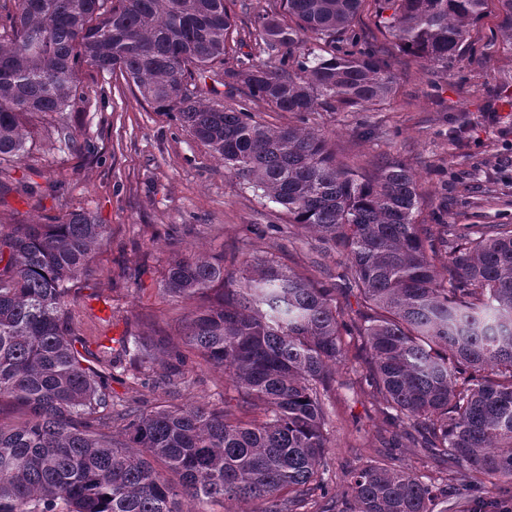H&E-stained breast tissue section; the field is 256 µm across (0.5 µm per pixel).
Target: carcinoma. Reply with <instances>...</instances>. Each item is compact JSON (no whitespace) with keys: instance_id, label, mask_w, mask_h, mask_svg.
Segmentation results:
<instances>
[{"instance_id":"1","label":"carcinoma","mask_w":512,"mask_h":512,"mask_svg":"<svg viewBox=\"0 0 512 512\" xmlns=\"http://www.w3.org/2000/svg\"><path fill=\"white\" fill-rule=\"evenodd\" d=\"M361 0H281L296 27L260 19L272 64L226 73L249 98L281 112L384 102L389 63L336 47ZM383 28L400 48L448 67L489 0H381ZM512 39V0H498ZM226 0H17L0 5V173L24 157L34 115L81 108L80 72H120L224 166L339 248L346 272L320 285L272 259L177 255L164 290L200 301L188 345L221 367L233 395L144 411L112 396L114 372L138 381L153 346L122 336L86 348L68 316L71 285L108 234L90 212L55 224L0 228V512H183L182 499L250 500L258 512H512V224L416 223L414 175L391 162L365 175L325 138L298 125L273 129L245 109L203 104L189 81L231 49ZM311 35L328 46L295 54ZM356 292L352 322L336 291ZM363 339L365 378L388 420L449 458L446 476L390 457L356 466L328 495L324 397L336 390L343 336ZM169 355L165 380L184 376ZM500 483L498 495L467 493Z\"/></svg>"}]
</instances>
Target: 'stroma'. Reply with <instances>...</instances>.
I'll return each instance as SVG.
<instances>
[{
	"label": "stroma",
	"mask_w": 512,
	"mask_h": 512,
	"mask_svg": "<svg viewBox=\"0 0 512 512\" xmlns=\"http://www.w3.org/2000/svg\"><path fill=\"white\" fill-rule=\"evenodd\" d=\"M229 8L241 43L197 83L203 102L227 107L240 97L227 86L225 71L265 61L257 19L280 4L231 0ZM351 29L359 46L390 61L396 90L372 107L318 109L308 114L306 127L323 134L337 156L360 171L403 163L417 180L418 223L512 224V43L503 36L496 0L470 25L463 54L444 68L397 48L380 25L378 0H362ZM80 86L81 111L59 118L73 141L47 134L43 120H32L31 152L0 180V225L44 224L84 210L109 226L68 303L72 326L89 350L129 334L164 336L181 346L182 326L197 303L163 289L167 264L179 253L242 251L325 283L341 273L340 256L290 223L286 212L144 101L120 73L86 66ZM270 224L281 225V232L255 235V228ZM346 343L348 361L326 402L330 473L392 455L424 472L442 470V463L386 423L363 379L361 341L350 336ZM164 375L163 361H156L141 381H113L112 393L150 407L223 406V370L196 355H188L178 386L164 385Z\"/></svg>",
	"instance_id": "35a3bbf8"
}]
</instances>
